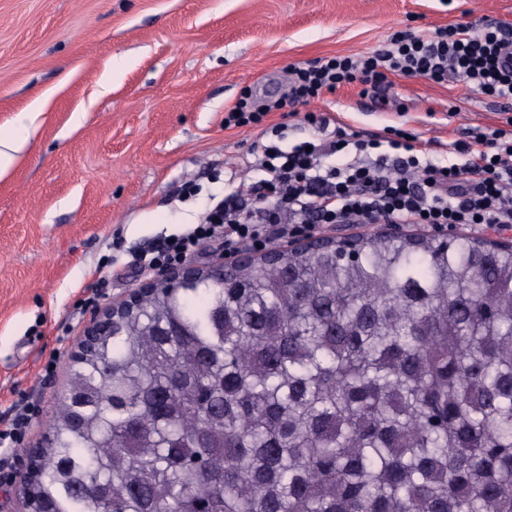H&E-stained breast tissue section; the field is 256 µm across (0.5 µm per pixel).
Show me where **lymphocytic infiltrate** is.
Returning <instances> with one entry per match:
<instances>
[{"label": "lymphocytic infiltrate", "mask_w": 512, "mask_h": 512, "mask_svg": "<svg viewBox=\"0 0 512 512\" xmlns=\"http://www.w3.org/2000/svg\"><path fill=\"white\" fill-rule=\"evenodd\" d=\"M512 29L452 24L434 31L405 32L363 56H335L307 66H291L288 93L273 107L304 105L322 90L356 82L367 89L394 76H420L440 83L448 76L475 91L512 100ZM270 107V108H273ZM270 108L240 107L225 125L260 124ZM305 121L316 137L310 146L283 152L263 146L253 164L259 182L239 183L237 204H216L185 234L161 245L143 261L173 267L193 256L201 241L223 239L228 255L248 241L264 243L268 232L295 241L319 224L426 225L438 230L466 224L512 229V117L506 128L456 140L449 152L466 156L464 167L425 161L427 143L413 132L395 130L393 138L348 126H332L328 115L308 112ZM349 151L348 160L326 167L328 154Z\"/></svg>", "instance_id": "obj_1"}]
</instances>
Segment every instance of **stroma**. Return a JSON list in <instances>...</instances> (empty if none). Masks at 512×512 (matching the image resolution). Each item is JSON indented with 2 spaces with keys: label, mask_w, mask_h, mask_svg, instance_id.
Wrapping results in <instances>:
<instances>
[{
  "label": "stroma",
  "mask_w": 512,
  "mask_h": 512,
  "mask_svg": "<svg viewBox=\"0 0 512 512\" xmlns=\"http://www.w3.org/2000/svg\"><path fill=\"white\" fill-rule=\"evenodd\" d=\"M503 20L512 0H0V130L27 140L0 176V424L15 403L40 408L19 442L0 443V512L21 508L23 458L44 440L96 311L90 272L109 283L104 305L140 287L134 255L260 179L262 128L287 121L275 143L288 150L311 139L309 111L367 132L401 127L446 165L445 143L504 127L507 108L453 76H397L225 127L244 88L267 103L287 92L289 66L364 55L399 31Z\"/></svg>",
  "instance_id": "1"
}]
</instances>
